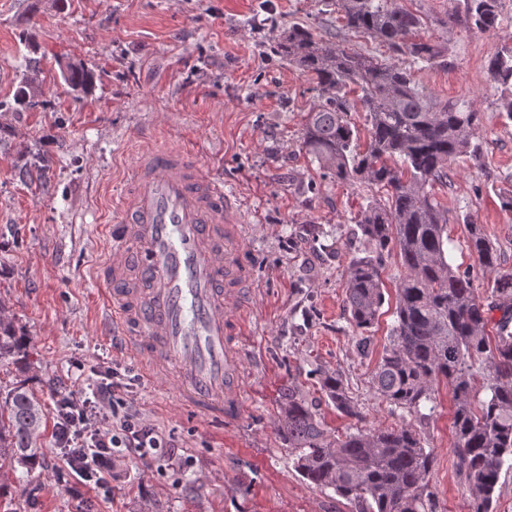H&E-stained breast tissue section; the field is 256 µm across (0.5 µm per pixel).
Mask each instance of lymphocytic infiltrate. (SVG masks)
Here are the masks:
<instances>
[{"mask_svg": "<svg viewBox=\"0 0 512 512\" xmlns=\"http://www.w3.org/2000/svg\"><path fill=\"white\" fill-rule=\"evenodd\" d=\"M53 438L63 448L73 477L87 487L111 481L113 449L147 457L168 445L135 408L125 405L119 385L106 370L92 389L77 386L60 397Z\"/></svg>", "mask_w": 512, "mask_h": 512, "instance_id": "lymphocytic-infiltrate-1", "label": "lymphocytic infiltrate"}]
</instances>
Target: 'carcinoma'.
<instances>
[{"mask_svg": "<svg viewBox=\"0 0 512 512\" xmlns=\"http://www.w3.org/2000/svg\"><path fill=\"white\" fill-rule=\"evenodd\" d=\"M342 27L378 41L389 56L379 59L316 39L293 24L278 38L276 51L309 78L321 103L307 113L301 145L326 174L338 181H363L386 191L383 203L368 204L357 220L361 235L380 254L396 248L402 277L396 289L389 345L370 373L375 395L401 411L400 422L331 435L300 386L281 391L276 432L288 444L294 467L321 490L354 504L356 512H437L429 489L434 452L424 447L418 425L434 412L435 385L448 381L454 393L453 453L467 483L468 512H494L502 467L512 459V270H501V254L483 225L465 222L468 254L497 272L491 301L449 258L448 211L429 187L448 179L457 157L468 152L479 115L457 103H441L413 79L419 63L448 66L439 45L419 37L426 19L396 0H336ZM470 27L490 34L499 25V0H465ZM407 59L408 66L389 62ZM490 81L506 94L499 111L512 121V50L491 57ZM73 91L88 90L94 74L69 64L63 74ZM353 92L357 99L349 98ZM40 85L22 80L14 103L34 105ZM366 112L368 139L349 114ZM377 258L352 259L346 282V310L352 340L369 351L371 329L385 296ZM501 312L492 321L493 311ZM495 323V336L488 333ZM19 348L14 318L0 302V362ZM484 366L485 399H478L473 369ZM322 394L347 417L357 403L339 373H322ZM40 400L17 385L0 399V468H31L43 456Z\"/></svg>", "mask_w": 512, "mask_h": 512, "instance_id": "obj_1", "label": "carcinoma"}]
</instances>
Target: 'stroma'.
I'll return each instance as SVG.
<instances>
[{"instance_id": "35a3bbf8", "label": "stroma", "mask_w": 512, "mask_h": 512, "mask_svg": "<svg viewBox=\"0 0 512 512\" xmlns=\"http://www.w3.org/2000/svg\"><path fill=\"white\" fill-rule=\"evenodd\" d=\"M403 5L428 14L424 37L448 53L447 67L415 68L416 83L480 117L475 153L459 157L434 192L448 210L454 264L484 287L495 274L465 251L463 223L483 225L503 268H512V209L499 198L512 185V121L500 114L501 89L487 73L489 59L512 46V0H500L490 34L470 29L464 0ZM336 17L329 0H0V299L21 341L17 357L0 362V393L26 386L52 421L57 393L94 383L102 363L139 371L101 330L96 268L106 255L98 227L110 223L145 142L192 150L240 194L252 225L240 249L252 286L242 302L239 415L219 420L184 408L170 370L134 382L132 405L178 449L156 460L114 449L111 492L86 494L94 512H352L295 470L274 429L281 390L297 383L335 432L398 421L369 377L394 323L395 252L381 255L385 302L371 355L357 350L345 307L350 262L370 250L356 232L358 214L386 195L324 175L302 150L304 117L319 99L275 50L281 32L300 23L319 40L383 55ZM69 63L94 72L88 92H69L61 76ZM31 73L39 104L16 108L15 90ZM336 370L360 418L322 400L317 374ZM436 398L422 426L436 457L430 489L438 512H467L451 387L439 383ZM70 482L62 450L47 441L33 468L0 470V512H75Z\"/></svg>"}]
</instances>
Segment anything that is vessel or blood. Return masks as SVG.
Instances as JSON below:
<instances>
[{"label":"vessel or blood","instance_id":"obj_1","mask_svg":"<svg viewBox=\"0 0 512 512\" xmlns=\"http://www.w3.org/2000/svg\"><path fill=\"white\" fill-rule=\"evenodd\" d=\"M104 325L152 378L178 368L184 406L231 419L242 372L234 306L250 286L239 246L248 232L239 200L187 152L148 148L113 201Z\"/></svg>","mask_w":512,"mask_h":512}]
</instances>
